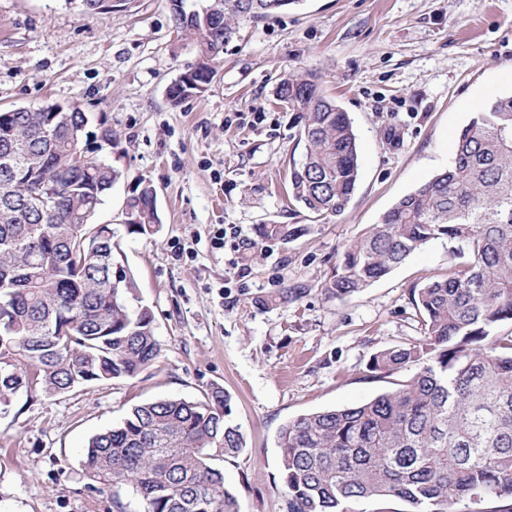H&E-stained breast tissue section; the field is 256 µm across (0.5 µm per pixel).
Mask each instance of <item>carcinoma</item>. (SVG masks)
<instances>
[{
    "mask_svg": "<svg viewBox=\"0 0 512 512\" xmlns=\"http://www.w3.org/2000/svg\"><path fill=\"white\" fill-rule=\"evenodd\" d=\"M173 0L181 40L214 71L222 43L244 19L283 11L274 0ZM276 97L296 112L305 154L289 195L315 219L342 214L359 179L348 114L318 84L283 79ZM112 131L89 129L77 105L45 101L0 112V411L20 392L63 397L90 384L135 377L162 352L155 318L135 306L134 278H114L112 225L88 223L123 171ZM9 160L12 168H1ZM49 186L48 209L25 205ZM140 223L155 232L150 185L135 188ZM302 229L267 224L291 242ZM455 240L470 261L411 291L423 336L381 350L368 370L416 371L393 391L299 415L277 435L288 512H363L399 501L403 512H512V92L459 132L445 170L403 196L348 244L327 290L352 296L388 276L430 241ZM231 398L212 384L194 400L134 406L89 439L83 473L128 485L145 512H239L224 471L245 447Z\"/></svg>",
    "mask_w": 512,
    "mask_h": 512,
    "instance_id": "cac0c4a2",
    "label": "carcinoma"
}]
</instances>
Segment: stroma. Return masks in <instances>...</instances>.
I'll return each instance as SVG.
<instances>
[{"instance_id": "35a3bbf8", "label": "stroma", "mask_w": 512, "mask_h": 512, "mask_svg": "<svg viewBox=\"0 0 512 512\" xmlns=\"http://www.w3.org/2000/svg\"><path fill=\"white\" fill-rule=\"evenodd\" d=\"M171 0H122L81 14L72 0H0V111L78 104L112 131L124 172L99 209L114 261L155 316L162 355L133 378L62 398L18 394L0 413V512H144L132 488L82 476L89 439L136 404L231 396L243 451L223 462L240 512H286L277 435L288 420L397 388L407 371L369 372L370 357L421 334L412 288L468 261L438 239L349 298L328 283L343 251L401 197L448 167L475 112L512 92V0H302L244 20L204 93L172 103L193 63L175 51ZM311 74L347 112L360 178L348 208L315 220L288 200L301 159L282 79ZM156 190L159 230L129 234L127 188ZM265 224L302 234L262 238ZM300 289L283 300L284 290Z\"/></svg>"}]
</instances>
